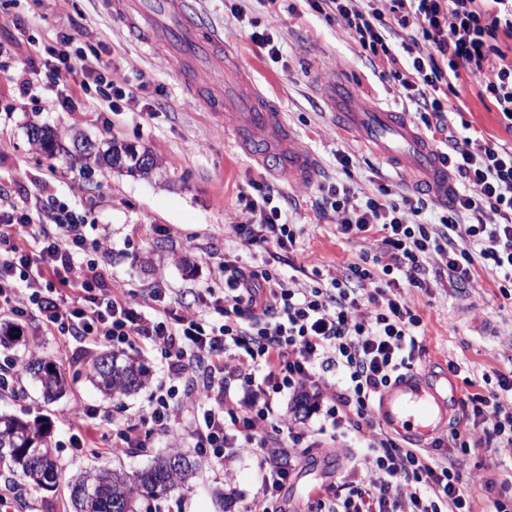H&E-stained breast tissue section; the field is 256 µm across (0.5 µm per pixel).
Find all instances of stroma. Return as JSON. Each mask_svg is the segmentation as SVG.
<instances>
[{
    "label": "stroma",
    "instance_id": "1",
    "mask_svg": "<svg viewBox=\"0 0 512 512\" xmlns=\"http://www.w3.org/2000/svg\"><path fill=\"white\" fill-rule=\"evenodd\" d=\"M289 7L272 8L266 0H199L198 7L234 44L251 84L283 112L299 143L316 162L314 180L289 182L274 175L236 147L224 132V119L185 92L164 45L148 47L131 38L109 10L108 0H0V185L10 187L18 201L42 200L64 204L89 214L88 239L109 238L112 250L103 265L113 280L134 289L158 283L175 289L221 288L216 276L225 254L246 248L228 226L229 218L248 217L243 199L254 184H271L290 204L297 242L274 262L281 277L293 276L313 284L316 272L343 273L347 266L373 253L364 239H346L335 224L317 217L314 203L319 185L353 184L359 192L376 194L381 179L411 190L410 179L379 157L372 148L344 135L324 97L334 83L351 86L358 102L402 111L401 88L381 70L372 68L354 33L336 20L313 11L306 0H289ZM247 16L238 21L232 5ZM276 33L282 55L272 60L250 38L252 29ZM71 33L77 45H91L112 68L116 80H128L136 98L121 111L111 112L95 92H75L69 108L58 99L73 89L81 72L58 83L52 75L54 58L45 49L58 36ZM35 67H28L29 56ZM461 75L448 90L457 106L454 123H469L484 138L512 146V132L501 123L492 99ZM47 126L61 137L79 133L96 144L116 140L149 149L158 161L150 175L137 176L96 165H72L68 156L46 159L33 149L31 127ZM345 146L350 167L336 160ZM494 272L476 268L472 281L452 288H430L420 297L424 350L415 369L441 374L457 365L453 381L459 393L468 382H481L494 371L512 369V300L498 290ZM25 341L38 347L60 366L68 382L64 396L43 397L29 372L18 382L21 394L0 395V411L24 419L43 417L50 424L49 444L65 468L66 478L50 489L21 483L10 462H0V487L14 484L18 497L10 512H71L68 477L106 466L131 473L148 466L167 447L165 434L153 433L144 447L113 456L79 452L70 438L78 433L76 409L97 411L100 418L143 412L149 388L120 396L101 393L81 368L82 354L99 355L101 346L62 345L37 322L25 325ZM352 432L336 436L335 448L317 449L296 459L297 477L288 499L294 512H308L315 487L347 481L350 459L341 447L353 444ZM435 458L458 470L471 491L474 512H495L502 494H512V460L486 448L441 447ZM261 497L260 476L249 457H241L233 481L215 463H208L193 490L159 501V512H240L243 503Z\"/></svg>",
    "mask_w": 512,
    "mask_h": 512
}]
</instances>
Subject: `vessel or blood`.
<instances>
[{"mask_svg": "<svg viewBox=\"0 0 512 512\" xmlns=\"http://www.w3.org/2000/svg\"><path fill=\"white\" fill-rule=\"evenodd\" d=\"M112 8L138 42L153 45L166 38L176 44L182 62L178 73L187 90H195L194 69L202 62L209 63L213 83H227L230 47L198 9L197 0H113ZM245 104L247 123L235 128L238 144L287 173L289 179H313V159L292 135L282 113L252 91L247 92ZM330 104L343 117L346 132L396 158L427 182L438 203H448L453 189L448 165L403 113L354 107L348 93L337 86L331 90ZM450 407L436 384L410 371L382 391L375 412L384 429L421 446L447 426Z\"/></svg>", "mask_w": 512, "mask_h": 512, "instance_id": "obj_1", "label": "vessel or blood"}]
</instances>
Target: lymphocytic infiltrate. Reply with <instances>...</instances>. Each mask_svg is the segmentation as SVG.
<instances>
[{
  "label": "lymphocytic infiltrate",
  "mask_w": 512,
  "mask_h": 512,
  "mask_svg": "<svg viewBox=\"0 0 512 512\" xmlns=\"http://www.w3.org/2000/svg\"><path fill=\"white\" fill-rule=\"evenodd\" d=\"M353 31L370 63L390 65L405 102L424 134L448 149L444 159L462 185L437 221L418 195H394L390 185L360 198L349 183L321 189L320 215L340 234L376 243V252L342 276L316 285L284 279L241 255L225 257L224 291L200 289L192 302L170 289L138 292L112 281L99 262L83 257L86 212L32 209L0 189V315L11 323L35 319L62 343H105L140 356L158 348L167 366L152 389L143 421L111 420L107 451L143 445L145 428L176 436L186 430L201 456L227 467L249 455L261 477L260 501L243 512H288L293 460L324 447L331 430L351 427L363 450L343 486H320L310 512H473L461 474L429 451L408 448L372 417L382 389L412 369L423 351L422 318L407 289H423L431 258L440 257L449 285L468 282L476 268L495 271L502 296L512 297V147L452 130L443 83L462 73L476 78L512 129V62L499 44L512 37V0H388L387 10H359L354 0H307ZM418 47L409 70L398 49ZM81 91L95 89L111 111L132 102L127 83L113 80L98 52L81 57ZM248 199L250 217L232 223L240 242L270 258L297 242L274 189L259 185ZM319 384L331 404L314 433L279 419L280 396ZM496 389L468 393L469 423L461 448L512 453V373L496 375ZM249 390L247 408L232 385ZM367 478H360V471Z\"/></svg>",
  "instance_id": "1"
}]
</instances>
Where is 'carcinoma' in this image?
Instances as JSON below:
<instances>
[{"instance_id":"cac0c4a2","label":"carcinoma","mask_w":512,"mask_h":512,"mask_svg":"<svg viewBox=\"0 0 512 512\" xmlns=\"http://www.w3.org/2000/svg\"><path fill=\"white\" fill-rule=\"evenodd\" d=\"M30 132L33 143L49 156L64 153L81 161L92 158L101 167L143 175L148 169L141 163L142 156H148L151 165H156L154 155L146 148L139 151L114 140L107 143L106 149L92 154L76 141L72 148H67L59 141L58 134L47 127L33 126ZM26 368L40 384L45 397L57 398L65 391V379L55 361L47 357L30 358ZM90 378L106 395L128 394L145 384L141 364L113 353L96 358ZM47 437L45 421L0 413V462L11 461L19 469V476L32 487L56 485L63 467L49 448ZM205 467L204 461L171 448L133 474L105 468L85 471L71 480V506L73 512H152L151 502L190 488L192 480Z\"/></svg>"}]
</instances>
